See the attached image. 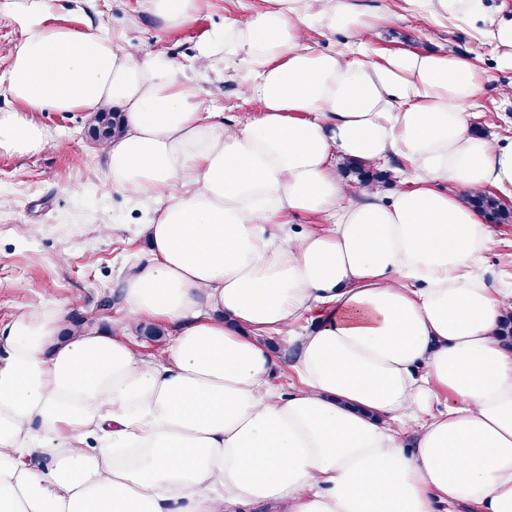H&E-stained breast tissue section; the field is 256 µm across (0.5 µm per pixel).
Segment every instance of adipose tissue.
Masks as SVG:
<instances>
[{
	"mask_svg": "<svg viewBox=\"0 0 512 512\" xmlns=\"http://www.w3.org/2000/svg\"><path fill=\"white\" fill-rule=\"evenodd\" d=\"M265 2L195 55L237 58L261 104L243 124L99 25H39L12 50L0 153L52 146L34 113L116 106L112 185L165 205L123 318H73L75 297L0 325V512H512V285H490L489 231L463 200L512 189V145L470 130L483 76L447 54L303 47L313 14L365 36L354 0ZM350 159L406 167L354 193ZM297 215L323 222L294 230ZM146 318L173 332L152 357L128 341ZM271 334L294 347L286 394L267 381Z\"/></svg>",
	"mask_w": 512,
	"mask_h": 512,
	"instance_id": "ef3b65f1",
	"label": "adipose tissue"
}]
</instances>
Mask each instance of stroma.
<instances>
[{
  "instance_id": "obj_1",
  "label": "stroma",
  "mask_w": 512,
  "mask_h": 512,
  "mask_svg": "<svg viewBox=\"0 0 512 512\" xmlns=\"http://www.w3.org/2000/svg\"><path fill=\"white\" fill-rule=\"evenodd\" d=\"M368 14L386 12L393 20L374 27L365 45L326 22L313 23L303 44L316 51L366 54L381 62L400 53L435 51L466 58L482 72L479 94L467 106L473 125L487 138L512 142V69L499 65L488 32L500 16L512 15V0H484V21L443 17L423 11L418 0H358ZM263 0H203L195 20L177 31L164 30L144 0H0V82L11 66L10 48L35 25H62L84 30L107 17L109 29L126 50L164 52L194 77L210 111L225 122L257 117L258 100L242 97L233 79L239 69L226 57L216 69L193 66L195 48L205 34L224 21L262 8ZM35 120L57 145L25 157L0 153V324L20 307L40 308L83 298L81 318L104 323L118 318L122 280L147 252L141 231L144 211L112 187L97 142L87 134V112H38ZM114 225L101 238L96 228ZM485 267L496 280H512V224L489 227Z\"/></svg>"
}]
</instances>
